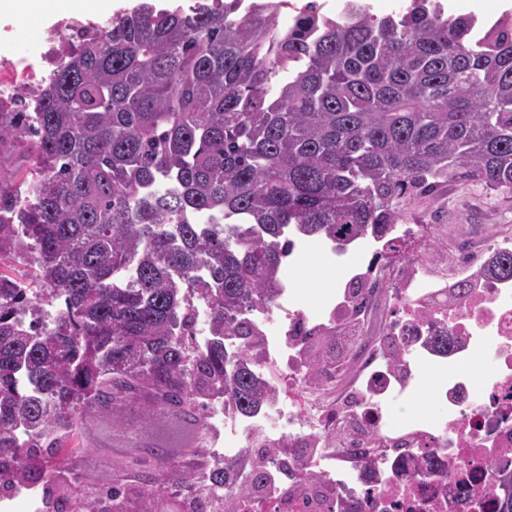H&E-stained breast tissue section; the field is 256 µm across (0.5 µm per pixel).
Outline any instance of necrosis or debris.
Masks as SVG:
<instances>
[{
    "mask_svg": "<svg viewBox=\"0 0 512 512\" xmlns=\"http://www.w3.org/2000/svg\"><path fill=\"white\" fill-rule=\"evenodd\" d=\"M385 249L384 240H365L353 277L364 287L383 289L386 306L403 307L404 315L374 311L344 282L321 300L289 285L274 310L256 309L253 320L260 328H267L273 313L288 326L287 340L264 336L260 361L289 367L279 377L288 395L274 399L281 408L274 439L279 452L268 468L289 469L290 477L269 480L267 493L247 497L241 512H490L469 497L466 486L475 484L491 497L499 470H512V279L480 276L476 258L511 251L512 238H479L440 265L411 253L386 263ZM461 276L470 277L471 290L457 300L450 290ZM334 322L375 329L376 338L361 361L331 367L316 389L293 367V338L301 325L319 329ZM441 330L454 338L444 355L426 343ZM390 341L407 353L414 372L404 376L393 367L385 350ZM488 350L490 370L471 376L467 364ZM432 366L439 374L436 411L396 422L395 410ZM263 420L260 413L238 414L219 394L206 415L207 424L223 422L237 456L245 452L240 437ZM312 436L325 439V446L297 462L292 445ZM432 454L447 459L449 479L422 470Z\"/></svg>",
    "mask_w": 512,
    "mask_h": 512,
    "instance_id": "4bbe7bcc",
    "label": "necrosis or debris"
}]
</instances>
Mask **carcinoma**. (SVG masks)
I'll return each instance as SVG.
<instances>
[{
  "label": "carcinoma",
  "instance_id": "cac0c4a2",
  "mask_svg": "<svg viewBox=\"0 0 512 512\" xmlns=\"http://www.w3.org/2000/svg\"><path fill=\"white\" fill-rule=\"evenodd\" d=\"M241 5L144 3L106 26L76 21L35 112L0 100V261L31 258L40 285L19 288L0 269L4 495L40 486L45 512H68L79 478L65 459L81 450L88 408L121 425L147 393L175 419L170 437L198 440L217 391L244 416L265 409L275 388L246 314L273 303L293 238L385 239L407 199L445 183L512 198V15L447 16L439 0H408L382 17L359 3L328 16L310 0L283 28L285 0ZM20 147L36 160L25 198L12 185ZM160 179L170 191H151ZM198 211L239 216L258 234H202L186 222ZM129 267L132 286L115 287ZM478 271L512 279V253L483 254ZM56 291L67 309L46 332L32 294ZM191 292L210 300L203 350ZM332 332L297 335L312 385L330 365L316 346ZM252 454V484L226 463L203 488L190 462L164 475L141 454L75 512H165L173 499L211 512L212 491L251 495L268 481L274 451ZM493 504L512 512V472Z\"/></svg>",
  "mask_w": 512,
  "mask_h": 512
}]
</instances>
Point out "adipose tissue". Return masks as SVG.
<instances>
[{
  "instance_id": "obj_1",
  "label": "adipose tissue",
  "mask_w": 512,
  "mask_h": 512,
  "mask_svg": "<svg viewBox=\"0 0 512 512\" xmlns=\"http://www.w3.org/2000/svg\"><path fill=\"white\" fill-rule=\"evenodd\" d=\"M113 0H0V18L23 25L26 38H33L39 24L58 14L95 15L113 8Z\"/></svg>"
}]
</instances>
